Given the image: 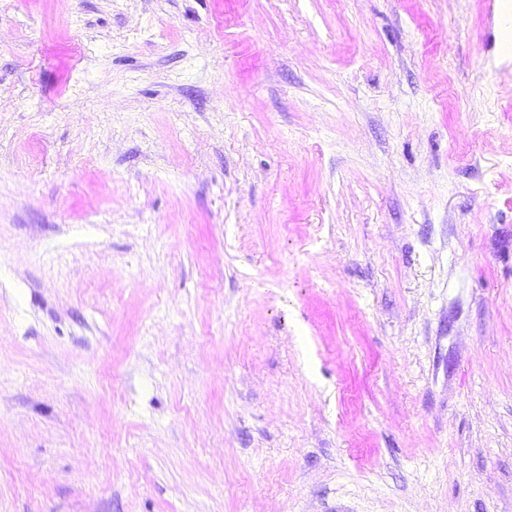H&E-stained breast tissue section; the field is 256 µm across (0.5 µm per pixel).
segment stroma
Returning <instances> with one entry per match:
<instances>
[{"label": "stroma", "instance_id": "stroma-1", "mask_svg": "<svg viewBox=\"0 0 512 512\" xmlns=\"http://www.w3.org/2000/svg\"><path fill=\"white\" fill-rule=\"evenodd\" d=\"M512 0H0V512H512Z\"/></svg>", "mask_w": 512, "mask_h": 512}]
</instances>
